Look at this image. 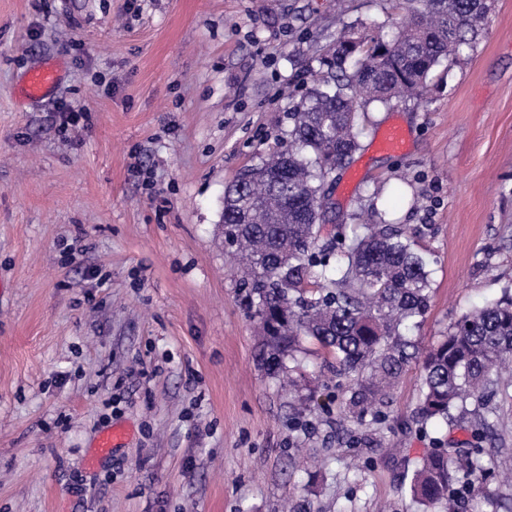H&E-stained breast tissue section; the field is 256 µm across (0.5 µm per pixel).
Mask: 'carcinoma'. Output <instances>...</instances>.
I'll return each mask as SVG.
<instances>
[{"instance_id":"1","label":"carcinoma","mask_w":512,"mask_h":512,"mask_svg":"<svg viewBox=\"0 0 512 512\" xmlns=\"http://www.w3.org/2000/svg\"><path fill=\"white\" fill-rule=\"evenodd\" d=\"M408 19L389 39L343 33L321 63L325 74L288 113V149L243 170L224 191L225 248L274 375L303 338L335 359L343 411L376 421L391 385L417 357L401 326L429 307L427 261L401 224H360L350 237L320 243L323 186L359 149L360 110L423 94L434 67L459 52L484 19L483 0H405ZM512 364V296L476 308L423 360L420 415L452 426L477 423L460 447L436 448L411 478L423 512H468V484L482 466L485 414ZM368 377L352 382V376Z\"/></svg>"}]
</instances>
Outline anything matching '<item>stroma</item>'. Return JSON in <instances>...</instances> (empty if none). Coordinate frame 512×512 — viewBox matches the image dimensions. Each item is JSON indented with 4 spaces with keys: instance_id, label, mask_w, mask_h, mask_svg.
<instances>
[{
    "instance_id": "1",
    "label": "stroma",
    "mask_w": 512,
    "mask_h": 512,
    "mask_svg": "<svg viewBox=\"0 0 512 512\" xmlns=\"http://www.w3.org/2000/svg\"><path fill=\"white\" fill-rule=\"evenodd\" d=\"M487 5L426 94L365 109L329 185L337 212L415 229L423 351L512 293V0ZM405 16L401 0H0V512H421L413 470L470 425L421 424L418 361L359 424L308 339L284 389L219 230L225 187L286 148L342 29L386 37ZM46 62L49 98H19ZM61 103L86 112L65 133ZM395 121L400 156L380 146ZM496 405L483 512H512V387Z\"/></svg>"
}]
</instances>
